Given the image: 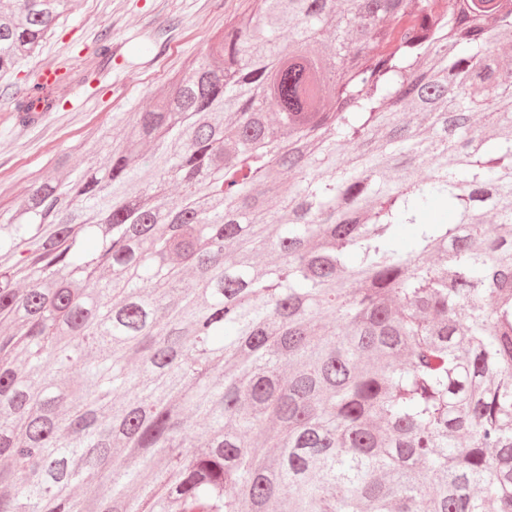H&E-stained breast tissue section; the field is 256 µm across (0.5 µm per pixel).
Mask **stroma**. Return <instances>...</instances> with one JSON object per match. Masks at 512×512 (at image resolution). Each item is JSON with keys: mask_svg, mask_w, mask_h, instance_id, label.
<instances>
[{"mask_svg": "<svg viewBox=\"0 0 512 512\" xmlns=\"http://www.w3.org/2000/svg\"><path fill=\"white\" fill-rule=\"evenodd\" d=\"M250 0H72V9L18 70L0 77V204L20 203L29 180L89 141L118 116L148 106L200 58ZM118 50L95 55L102 39ZM68 76L60 105L25 125L16 104L45 64Z\"/></svg>", "mask_w": 512, "mask_h": 512, "instance_id": "1", "label": "stroma"}]
</instances>
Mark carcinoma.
Wrapping results in <instances>:
<instances>
[{"mask_svg":"<svg viewBox=\"0 0 512 512\" xmlns=\"http://www.w3.org/2000/svg\"><path fill=\"white\" fill-rule=\"evenodd\" d=\"M70 9L9 0L0 76ZM511 39L512 0H251L35 177L0 512H512Z\"/></svg>","mask_w":512,"mask_h":512,"instance_id":"cac0c4a2","label":"carcinoma"}]
</instances>
